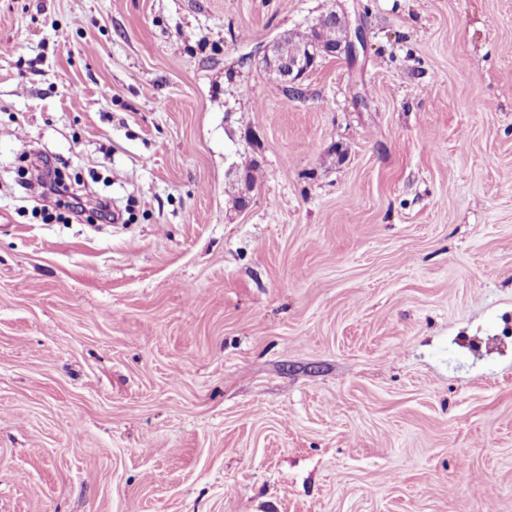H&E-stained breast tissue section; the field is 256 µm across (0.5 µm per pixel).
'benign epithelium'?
<instances>
[{
    "label": "benign epithelium",
    "instance_id": "obj_1",
    "mask_svg": "<svg viewBox=\"0 0 512 512\" xmlns=\"http://www.w3.org/2000/svg\"><path fill=\"white\" fill-rule=\"evenodd\" d=\"M339 24L342 32V43L339 47L316 43L309 46L304 54L290 58L282 51L280 44L276 43L272 46L271 52L264 54L266 68L278 78L281 85L294 88L323 59L336 54L349 55L355 52L356 43L349 37L347 18H339Z\"/></svg>",
    "mask_w": 512,
    "mask_h": 512
}]
</instances>
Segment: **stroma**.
Listing matches in <instances>:
<instances>
[{
    "instance_id": "35a3bbf8",
    "label": "stroma",
    "mask_w": 512,
    "mask_h": 512,
    "mask_svg": "<svg viewBox=\"0 0 512 512\" xmlns=\"http://www.w3.org/2000/svg\"><path fill=\"white\" fill-rule=\"evenodd\" d=\"M0 512H512V0H0ZM339 24L342 32V43L337 50L336 46L315 43L309 46L304 54L288 58V55L280 48V44L276 42L270 49L271 54H269V51L264 54L266 68L278 78L281 85L296 89V86L302 82L304 77L326 57L336 56V53L338 55L343 53L349 55L355 52L356 43L349 37V23L344 15L343 18L339 16ZM287 88H285V91H290ZM314 37L322 38L328 42L336 41V26L330 25L325 27L319 34L310 28L296 36L286 39L288 43V51H299L306 46ZM54 171L56 172V170ZM55 172L54 176H52L51 168L45 166L42 170H37L35 181L30 182L26 186L36 189L40 198L44 201L53 199L66 192L69 197L67 207L72 211L74 218L80 216L84 211L80 196L74 192V189L69 190L67 186H63Z\"/></svg>"
}]
</instances>
